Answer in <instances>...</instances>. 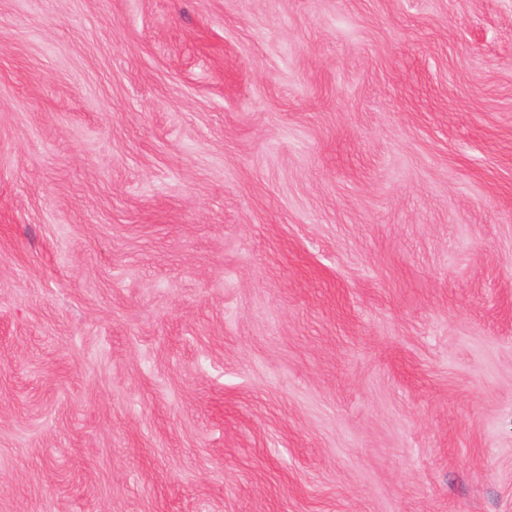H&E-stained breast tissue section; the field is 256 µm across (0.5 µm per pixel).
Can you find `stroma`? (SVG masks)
<instances>
[{
    "label": "stroma",
    "mask_w": 512,
    "mask_h": 512,
    "mask_svg": "<svg viewBox=\"0 0 512 512\" xmlns=\"http://www.w3.org/2000/svg\"><path fill=\"white\" fill-rule=\"evenodd\" d=\"M0 512H512V0H0Z\"/></svg>",
    "instance_id": "35a3bbf8"
}]
</instances>
